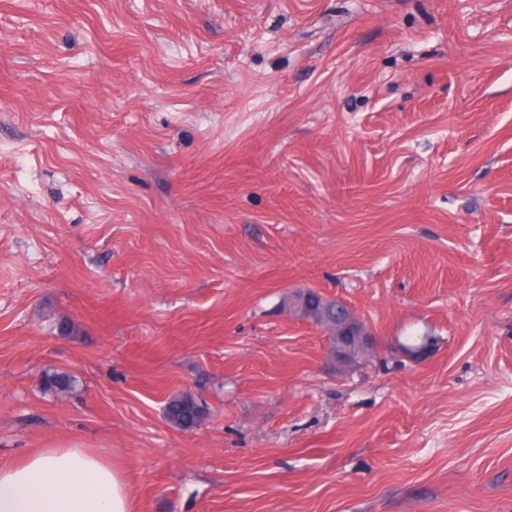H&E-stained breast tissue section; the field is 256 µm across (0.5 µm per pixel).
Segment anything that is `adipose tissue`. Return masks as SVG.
<instances>
[{
    "label": "adipose tissue",
    "instance_id": "obj_1",
    "mask_svg": "<svg viewBox=\"0 0 512 512\" xmlns=\"http://www.w3.org/2000/svg\"><path fill=\"white\" fill-rule=\"evenodd\" d=\"M122 473L78 445L0 463V512H130Z\"/></svg>",
    "mask_w": 512,
    "mask_h": 512
}]
</instances>
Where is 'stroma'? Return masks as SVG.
I'll use <instances>...</instances> for the list:
<instances>
[{
	"label": "stroma",
	"mask_w": 512,
	"mask_h": 512,
	"mask_svg": "<svg viewBox=\"0 0 512 512\" xmlns=\"http://www.w3.org/2000/svg\"><path fill=\"white\" fill-rule=\"evenodd\" d=\"M69 443L134 512H512V0H0V462ZM349 309L343 310V318L336 323L335 344L331 349V354L342 366H349L347 357L354 347H366L372 343L364 323ZM75 386V379L72 375L53 371L47 373L43 380V389L52 394L68 393ZM166 410V419L181 429H187L193 421L206 414V407L193 394L186 392L171 398Z\"/></svg>",
	"instance_id": "obj_1"
}]
</instances>
